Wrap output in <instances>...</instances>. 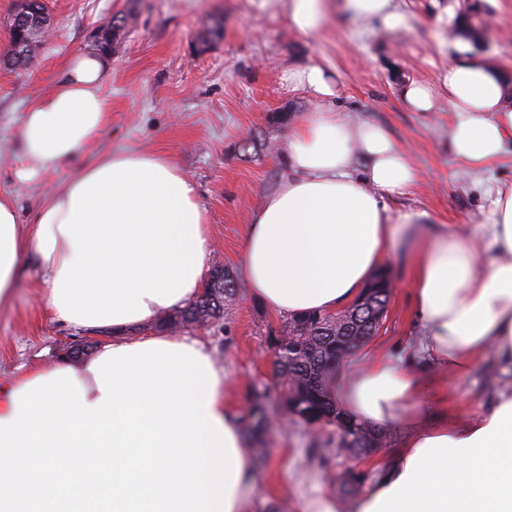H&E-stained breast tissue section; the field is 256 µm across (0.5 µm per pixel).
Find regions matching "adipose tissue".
<instances>
[{
    "label": "adipose tissue",
    "instance_id": "adipose-tissue-1",
    "mask_svg": "<svg viewBox=\"0 0 512 512\" xmlns=\"http://www.w3.org/2000/svg\"><path fill=\"white\" fill-rule=\"evenodd\" d=\"M107 62L74 56L56 90L27 109L16 172L23 183L69 165L108 123ZM324 108L288 140L290 173L247 226L240 274L276 315L347 307L399 242L414 254L419 334L405 353L353 372L338 398L349 416L403 439L368 491L344 506L301 476L300 512H512V391L475 421L434 424L443 387L433 365L467 374L487 354L512 369V189L497 193L483 262L479 243L430 236L385 200L417 169L386 131L342 122L323 69L293 74ZM454 156L501 161L512 143V92L493 66L460 53L448 66ZM32 253L45 306L73 329L111 328L83 362L58 361L0 384V512H252L258 491L225 372L198 339L140 335L203 286L208 218L193 182L158 153L114 151L47 194L28 221L0 195V307Z\"/></svg>",
    "mask_w": 512,
    "mask_h": 512
}]
</instances>
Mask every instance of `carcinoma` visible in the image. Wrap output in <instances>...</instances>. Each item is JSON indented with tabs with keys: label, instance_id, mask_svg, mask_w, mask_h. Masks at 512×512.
<instances>
[{
	"label": "carcinoma",
	"instance_id": "1",
	"mask_svg": "<svg viewBox=\"0 0 512 512\" xmlns=\"http://www.w3.org/2000/svg\"><path fill=\"white\" fill-rule=\"evenodd\" d=\"M488 10L480 0H465L457 11L450 30L452 37L474 42L487 32ZM212 274L219 277V287L213 298L196 297L184 308L162 317L161 329L187 327L198 316L215 322L224 320L227 307L238 292L233 271L217 267ZM380 313L388 309L392 288L380 282L373 291ZM372 312L365 309L353 316L347 313H308L287 319L269 343L274 360V382L253 391L250 404L241 417L242 426L252 442V467L255 473L269 465L267 436L276 428L279 418L323 430L328 426H348L361 435L358 447L340 443L339 451L359 456L384 444L385 435L367 423L345 415L329 393L333 373L366 341L378 333ZM368 479L363 472H348L341 484L346 493H356Z\"/></svg>",
	"mask_w": 512,
	"mask_h": 512
}]
</instances>
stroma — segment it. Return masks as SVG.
Segmentation results:
<instances>
[{
  "label": "stroma",
  "instance_id": "1",
  "mask_svg": "<svg viewBox=\"0 0 512 512\" xmlns=\"http://www.w3.org/2000/svg\"><path fill=\"white\" fill-rule=\"evenodd\" d=\"M460 0H397L404 25L396 31L379 22L362 23L342 11L343 0H326V17L311 34L298 31L289 0H47L48 36L22 69L3 66L10 50L12 0H0V194L16 199L21 219H29L41 195L62 187L96 157L115 151H155L168 156L195 182L213 239L211 266L238 269L250 214L287 174L288 138L307 114L321 107L305 86L288 80L291 72L321 67L336 86L333 104L347 118L383 126L420 173L408 193L388 198L390 215L426 213L432 229L455 225L484 238L492 191L512 185V158L490 170H464L448 150L449 112H409L400 102L404 82L431 87L447 100L444 79L456 43L448 28ZM491 18L489 63L512 77V0H485ZM129 13L131 26L107 58L102 88L110 112L103 138L83 149L70 165L19 184L24 166L22 129L28 105L50 93L69 59L94 50V36L112 16ZM221 21L220 39L202 47L203 26ZM288 113L284 123L275 113ZM260 136L264 146L241 152L245 138ZM388 268L396 288L380 331L357 351L356 361L409 345L413 328V261L399 250ZM34 266H27L13 308L0 309V379L44 368L83 340L82 332L55 321L47 312ZM283 318L239 291L224 320L191 330L228 374L227 401L246 406L254 385L271 380V332ZM485 359L474 371L448 382L450 416L467 419L484 412L501 389L486 372ZM399 432L385 435L384 447L364 458L338 455V435L319 436L298 423L279 426L269 440L271 462L256 481L262 494L253 512L273 504L297 505L300 472L318 477L339 493L346 468L376 475L398 447Z\"/></svg>",
  "mask_w": 512,
  "mask_h": 512
}]
</instances>
